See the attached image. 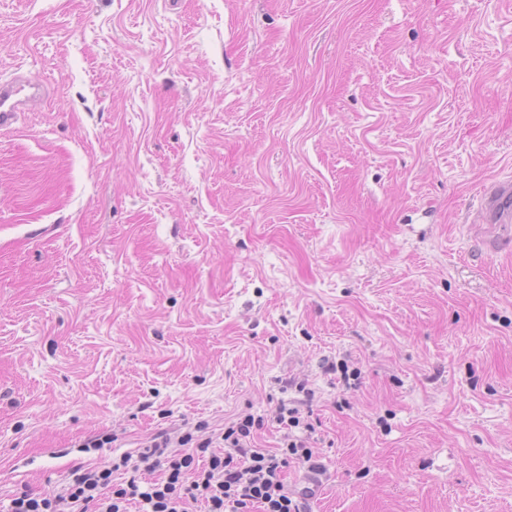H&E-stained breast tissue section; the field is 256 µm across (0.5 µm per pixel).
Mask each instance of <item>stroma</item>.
I'll list each match as a JSON object with an SVG mask.
<instances>
[{"mask_svg": "<svg viewBox=\"0 0 512 512\" xmlns=\"http://www.w3.org/2000/svg\"><path fill=\"white\" fill-rule=\"evenodd\" d=\"M18 72L0 512L289 377L312 512H512V0H0ZM484 221L488 224L512 222V182H494L481 196Z\"/></svg>", "mask_w": 512, "mask_h": 512, "instance_id": "obj_1", "label": "stroma"}]
</instances>
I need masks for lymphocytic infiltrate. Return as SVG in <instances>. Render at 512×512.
Returning <instances> with one entry per match:
<instances>
[{"label":"lymphocytic infiltrate","instance_id":"f902f5d3","mask_svg":"<svg viewBox=\"0 0 512 512\" xmlns=\"http://www.w3.org/2000/svg\"><path fill=\"white\" fill-rule=\"evenodd\" d=\"M262 422L239 415L217 438L158 430L111 467L73 466L54 497L17 493L7 512H129L133 504L138 512H311V492L289 494L284 475L293 464L321 472L315 451L298 437L257 447Z\"/></svg>","mask_w":512,"mask_h":512}]
</instances>
